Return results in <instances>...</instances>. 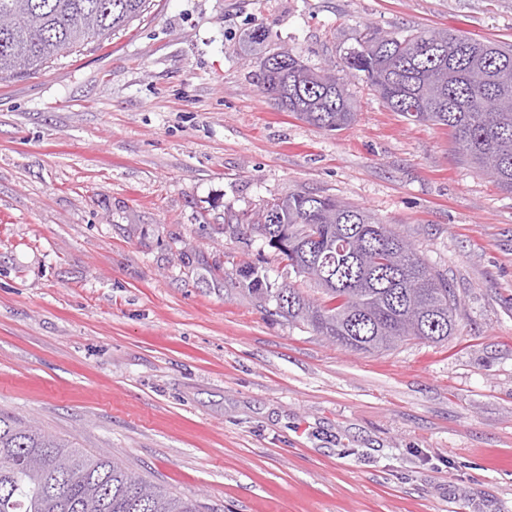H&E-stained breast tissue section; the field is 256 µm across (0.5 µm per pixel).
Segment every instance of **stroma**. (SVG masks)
I'll return each mask as SVG.
<instances>
[{
  "instance_id": "1",
  "label": "stroma",
  "mask_w": 512,
  "mask_h": 512,
  "mask_svg": "<svg viewBox=\"0 0 512 512\" xmlns=\"http://www.w3.org/2000/svg\"><path fill=\"white\" fill-rule=\"evenodd\" d=\"M369 26L512 44V0H153L0 81V410L200 512H512V194L363 78L339 131L255 83ZM297 191L395 225L455 335L365 355L266 312L242 269L296 276L225 219Z\"/></svg>"
}]
</instances>
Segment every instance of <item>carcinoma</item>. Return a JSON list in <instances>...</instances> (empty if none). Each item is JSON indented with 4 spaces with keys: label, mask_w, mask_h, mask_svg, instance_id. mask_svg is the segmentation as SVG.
Segmentation results:
<instances>
[{
    "label": "carcinoma",
    "mask_w": 512,
    "mask_h": 512,
    "mask_svg": "<svg viewBox=\"0 0 512 512\" xmlns=\"http://www.w3.org/2000/svg\"><path fill=\"white\" fill-rule=\"evenodd\" d=\"M151 0H0L14 18L0 31V80L20 77L128 29ZM386 106L407 120L448 129L463 161L512 193V46L457 30L382 36L368 27L342 57ZM258 83L285 112L328 131L355 118L343 78L293 54L260 59ZM241 234L286 255L309 295L293 284L254 291L273 314L353 352L404 341L439 344L457 330L448 278L430 268L390 224L361 207L298 191L255 216H235ZM0 512H199L127 471L110 455L83 452L0 411Z\"/></svg>",
    "instance_id": "1"
}]
</instances>
